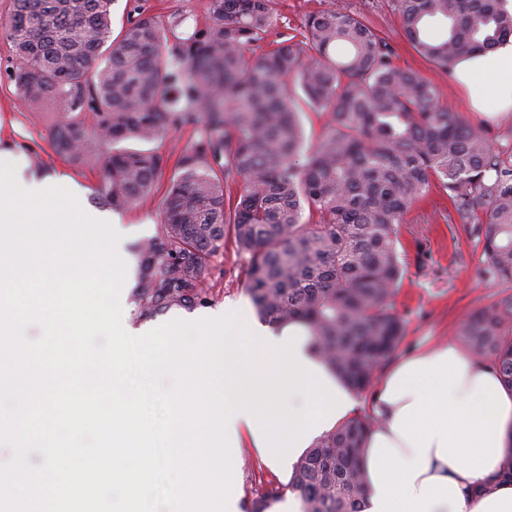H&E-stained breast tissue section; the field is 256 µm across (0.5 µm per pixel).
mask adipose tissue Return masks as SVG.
Instances as JSON below:
<instances>
[{
  "label": "adipose tissue",
  "mask_w": 512,
  "mask_h": 512,
  "mask_svg": "<svg viewBox=\"0 0 512 512\" xmlns=\"http://www.w3.org/2000/svg\"><path fill=\"white\" fill-rule=\"evenodd\" d=\"M472 111L512 112V38L454 67ZM365 512H512L498 479L512 446V391L498 370L451 343L398 362L373 403Z\"/></svg>",
  "instance_id": "ef3b65f1"
}]
</instances>
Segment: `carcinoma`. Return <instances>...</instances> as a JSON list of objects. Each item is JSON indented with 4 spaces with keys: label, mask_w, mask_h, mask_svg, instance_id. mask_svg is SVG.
<instances>
[{
    "label": "carcinoma",
    "mask_w": 512,
    "mask_h": 512,
    "mask_svg": "<svg viewBox=\"0 0 512 512\" xmlns=\"http://www.w3.org/2000/svg\"><path fill=\"white\" fill-rule=\"evenodd\" d=\"M405 39L444 74L512 36L503 0H384ZM114 0H12L11 78L32 107L60 109L57 151L100 164L104 201L122 208L153 192L168 158L122 143L192 126L161 201L157 234L138 246L140 314L207 302L209 262L226 243L246 257L258 317L305 325L311 347L348 387L366 391L395 355L404 322L392 309L403 266L399 226L437 187L471 226L487 281L512 283V146L493 147L440 87L394 62L364 10L338 5L295 27L277 0H205L185 38L175 16L133 0L112 30ZM443 32L433 35L430 25ZM283 27L274 48L255 46ZM329 112L304 148L302 106ZM458 337L512 391V295L470 315ZM376 419L355 415L317 438L286 484L252 501L267 512L289 490L301 512H362V461Z\"/></svg>",
    "instance_id": "obj_1"
}]
</instances>
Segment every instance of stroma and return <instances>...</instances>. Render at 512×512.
I'll use <instances>...</instances> for the list:
<instances>
[{"label":"stroma","instance_id":"35a3bbf8","mask_svg":"<svg viewBox=\"0 0 512 512\" xmlns=\"http://www.w3.org/2000/svg\"><path fill=\"white\" fill-rule=\"evenodd\" d=\"M374 20L389 36L396 63L418 71L441 87L443 106L452 112L468 113L470 122L484 130L492 145L512 143V112L493 118L469 114L463 93L453 78L439 73L414 51L404 38L396 15L384 8L375 13ZM11 65L5 30L0 27V150L12 154L26 173L61 180L83 195L89 205L100 207L98 165L76 164L57 153L52 132L55 103L46 102L42 114H32L9 78ZM166 187V181H159L145 201L111 212L113 223L127 229L123 244L128 267L126 321L134 327L147 322L137 305L139 259L135 246L155 235L161 220L158 204ZM449 208L447 197L439 190H431L413 205L400 226L404 275L393 307L405 322V334L397 358L439 342L457 341L458 330L466 318L488 303L512 294V283H492L479 277L478 271L484 264L482 249L465 225L449 222ZM245 278L244 256L236 254L233 246H226L213 257L203 281L208 302L193 307V314L235 310L243 318L255 320ZM236 467V491L245 508L268 483L284 484L290 478L289 473L268 467L248 441L243 444Z\"/></svg>","mask_w":512,"mask_h":512}]
</instances>
